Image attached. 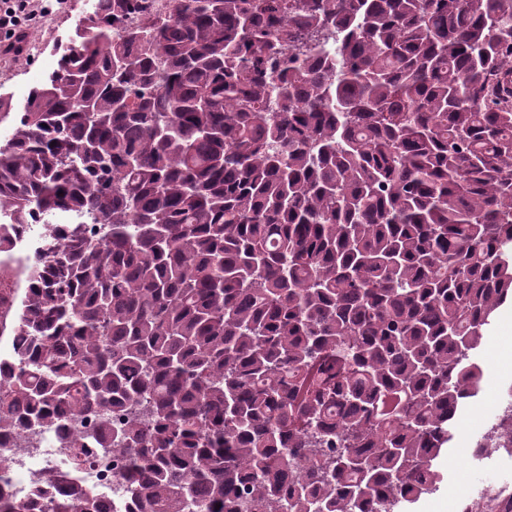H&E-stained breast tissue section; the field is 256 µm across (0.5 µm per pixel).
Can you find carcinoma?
Returning a JSON list of instances; mask_svg holds the SVG:
<instances>
[{
    "mask_svg": "<svg viewBox=\"0 0 512 512\" xmlns=\"http://www.w3.org/2000/svg\"><path fill=\"white\" fill-rule=\"evenodd\" d=\"M139 8L95 0L0 145L4 223L80 219L0 297V429L96 413L69 447L140 512H407L512 300V0H172L112 39ZM143 6L147 9L127 14L120 26L112 28V39L119 38L126 28L147 26L153 21H164L170 17L171 0H146ZM499 336L503 339L512 340V305L510 302L504 304L492 320V324L484 332L477 363L482 369L483 383L488 377L485 372V366L488 364L486 360V349L490 340Z\"/></svg>",
    "mask_w": 512,
    "mask_h": 512,
    "instance_id": "1",
    "label": "carcinoma"
}]
</instances>
